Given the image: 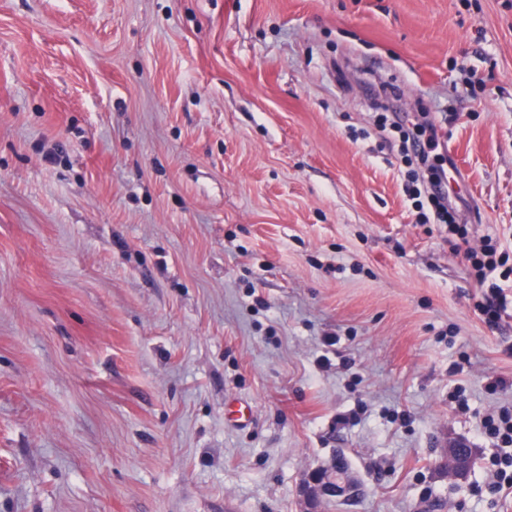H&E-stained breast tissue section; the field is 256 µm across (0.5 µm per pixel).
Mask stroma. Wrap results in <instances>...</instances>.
Listing matches in <instances>:
<instances>
[{"instance_id":"35a3bbf8","label":"stroma","mask_w":512,"mask_h":512,"mask_svg":"<svg viewBox=\"0 0 512 512\" xmlns=\"http://www.w3.org/2000/svg\"><path fill=\"white\" fill-rule=\"evenodd\" d=\"M425 111L463 238L407 195ZM489 243L512 0H0V512H303L339 451L321 512H512ZM502 254L503 252L498 254V249L489 245L483 253L480 254V256L478 253H471L469 258L477 268L480 275L485 278V270L489 269L490 271H494L503 263L502 259L506 255L502 256ZM361 485L344 468V455L336 454L329 466L312 471L304 481L300 494L308 507L304 511L316 512L323 498L349 501L360 496Z\"/></svg>"}]
</instances>
